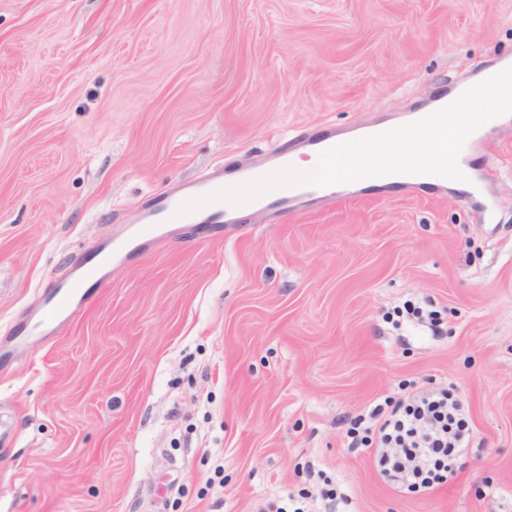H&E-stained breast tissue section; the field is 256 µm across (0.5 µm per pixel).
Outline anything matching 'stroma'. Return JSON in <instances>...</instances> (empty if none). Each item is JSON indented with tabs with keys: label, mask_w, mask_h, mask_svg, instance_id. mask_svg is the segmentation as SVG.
Wrapping results in <instances>:
<instances>
[{
	"label": "stroma",
	"mask_w": 512,
	"mask_h": 512,
	"mask_svg": "<svg viewBox=\"0 0 512 512\" xmlns=\"http://www.w3.org/2000/svg\"><path fill=\"white\" fill-rule=\"evenodd\" d=\"M505 59L512 0H0V337L165 193ZM464 158L484 197L259 209L112 259L0 358V512H279L327 487L354 512H512V122ZM429 381L470 450L417 497L345 421Z\"/></svg>",
	"instance_id": "1"
}]
</instances>
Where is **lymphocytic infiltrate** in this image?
<instances>
[{"instance_id":"lymphocytic-infiltrate-1","label":"lymphocytic infiltrate","mask_w":512,"mask_h":512,"mask_svg":"<svg viewBox=\"0 0 512 512\" xmlns=\"http://www.w3.org/2000/svg\"><path fill=\"white\" fill-rule=\"evenodd\" d=\"M462 406L447 387L424 386L387 397L354 421L353 442L370 448L375 468L401 493L428 495L467 455Z\"/></svg>"}]
</instances>
